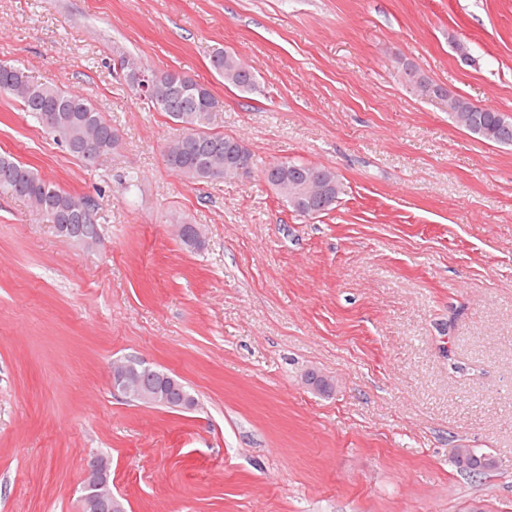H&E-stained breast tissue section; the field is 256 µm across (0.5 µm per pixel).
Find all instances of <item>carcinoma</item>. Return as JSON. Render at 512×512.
Masks as SVG:
<instances>
[{
	"label": "carcinoma",
	"mask_w": 512,
	"mask_h": 512,
	"mask_svg": "<svg viewBox=\"0 0 512 512\" xmlns=\"http://www.w3.org/2000/svg\"><path fill=\"white\" fill-rule=\"evenodd\" d=\"M214 71L224 85L241 92L255 88V75L239 58L224 50L211 60ZM143 63L124 56L120 70L129 89H134L135 71ZM162 79L151 91L138 94L148 107L164 113L181 134L165 146L167 166L189 184L224 180L225 162L237 138L213 130L212 117L222 102L194 77L179 72H163ZM0 93L16 100L59 146L86 167H94L112 154L117 134L112 124L84 96L64 91L51 82H37L18 64L0 62ZM450 116L461 129L484 141L512 145V119L503 113L483 107L469 110L468 100L457 97L449 105ZM316 170L319 180L328 187L327 199L308 198L299 188L307 182L310 170ZM269 177L277 195L293 212L298 205L312 204L316 216L334 209L345 194V187L336 173L302 160L277 161L260 169ZM0 193L21 198L30 212L42 224H55L74 231L83 224L99 223V203L89 197L73 195L43 178L37 171L19 162L10 154H0ZM495 457L489 452L467 449L464 459H455V466L469 473L494 468Z\"/></svg>",
	"instance_id": "cac0c4a2"
}]
</instances>
